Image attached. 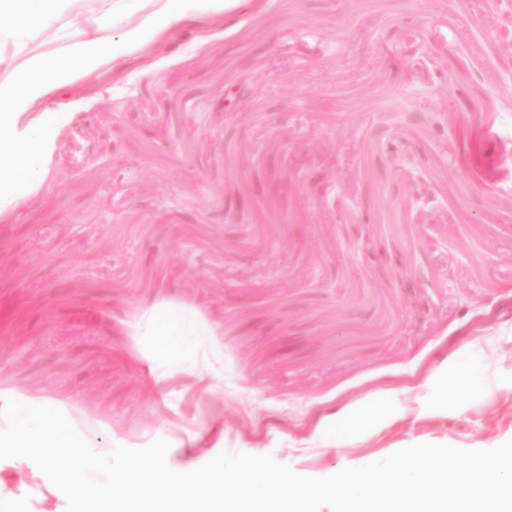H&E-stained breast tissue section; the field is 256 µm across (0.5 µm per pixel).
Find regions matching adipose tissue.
Segmentation results:
<instances>
[{"mask_svg":"<svg viewBox=\"0 0 512 512\" xmlns=\"http://www.w3.org/2000/svg\"><path fill=\"white\" fill-rule=\"evenodd\" d=\"M216 0H0V210L16 206L43 175L49 126L27 120L31 107L74 81L98 80L132 50L143 46L160 23L181 17L199 2ZM482 387L465 367L439 372L419 399L426 417L461 409L459 393ZM404 400L371 402L333 425L340 440L383 430L406 417Z\"/></svg>","mask_w":512,"mask_h":512,"instance_id":"ef3b65f1","label":"adipose tissue"}]
</instances>
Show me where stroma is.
I'll return each mask as SVG.
<instances>
[{
    "label": "stroma",
    "mask_w": 512,
    "mask_h": 512,
    "mask_svg": "<svg viewBox=\"0 0 512 512\" xmlns=\"http://www.w3.org/2000/svg\"><path fill=\"white\" fill-rule=\"evenodd\" d=\"M500 41L512 25L490 0H234L38 102L46 175L0 211V390L65 406L105 453L165 439L182 472L222 452L312 474L512 440ZM327 175L345 207L321 202ZM267 181L288 201L264 221L226 210ZM424 187L433 201L411 206ZM171 314L200 334L195 365L152 328ZM470 360L489 381L464 410L322 443L369 399ZM65 506L33 462L0 460L5 512Z\"/></svg>",
    "instance_id": "obj_1"
}]
</instances>
